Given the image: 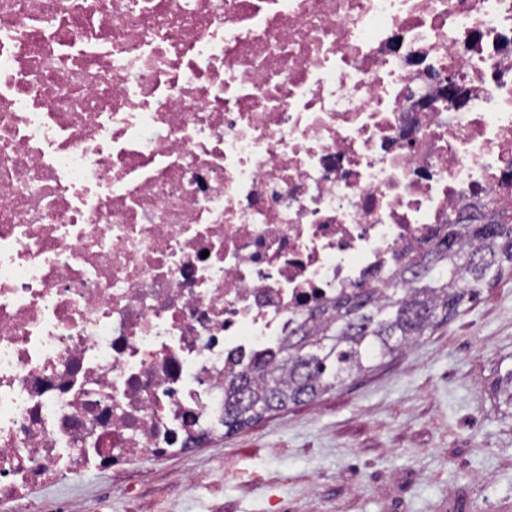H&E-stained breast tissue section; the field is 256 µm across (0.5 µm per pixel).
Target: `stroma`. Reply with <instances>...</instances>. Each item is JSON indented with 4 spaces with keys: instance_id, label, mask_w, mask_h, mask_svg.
<instances>
[{
    "instance_id": "stroma-1",
    "label": "stroma",
    "mask_w": 512,
    "mask_h": 512,
    "mask_svg": "<svg viewBox=\"0 0 512 512\" xmlns=\"http://www.w3.org/2000/svg\"><path fill=\"white\" fill-rule=\"evenodd\" d=\"M201 481L190 494L177 478ZM512 512V270L371 372L185 454L33 489V512Z\"/></svg>"
}]
</instances>
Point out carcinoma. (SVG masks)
I'll return each mask as SVG.
<instances>
[{"mask_svg": "<svg viewBox=\"0 0 512 512\" xmlns=\"http://www.w3.org/2000/svg\"><path fill=\"white\" fill-rule=\"evenodd\" d=\"M390 287L360 284L288 332L277 348L224 382V427L231 432L313 401L418 343L456 317L479 289L512 267V216L494 224H447L428 237Z\"/></svg>", "mask_w": 512, "mask_h": 512, "instance_id": "carcinoma-1", "label": "carcinoma"}]
</instances>
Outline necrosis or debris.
<instances>
[{"mask_svg":"<svg viewBox=\"0 0 512 512\" xmlns=\"http://www.w3.org/2000/svg\"><path fill=\"white\" fill-rule=\"evenodd\" d=\"M512 213V0H0V504L224 433L229 370Z\"/></svg>","mask_w":512,"mask_h":512,"instance_id":"1","label":"necrosis or debris"}]
</instances>
